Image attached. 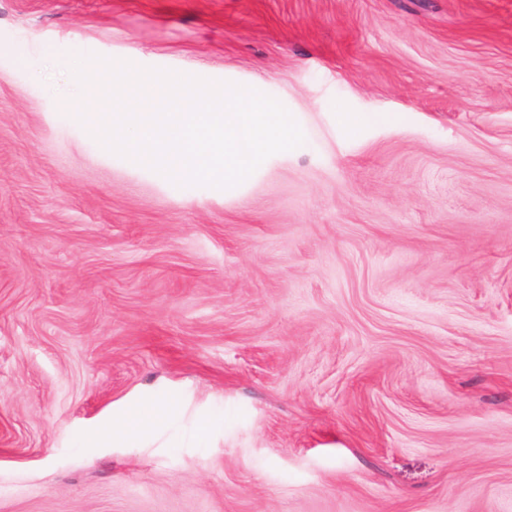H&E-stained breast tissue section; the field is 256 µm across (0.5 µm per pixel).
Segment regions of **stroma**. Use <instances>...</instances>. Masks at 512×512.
Listing matches in <instances>:
<instances>
[{"instance_id":"35a3bbf8","label":"stroma","mask_w":512,"mask_h":512,"mask_svg":"<svg viewBox=\"0 0 512 512\" xmlns=\"http://www.w3.org/2000/svg\"><path fill=\"white\" fill-rule=\"evenodd\" d=\"M83 48L305 142L176 186L60 120ZM0 512H512V0H0ZM174 415L172 401H150L122 412L112 421H103L83 432L86 441L100 448L114 443H132L148 436Z\"/></svg>"}]
</instances>
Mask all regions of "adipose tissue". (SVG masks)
<instances>
[{"label": "adipose tissue", "mask_w": 512, "mask_h": 512, "mask_svg": "<svg viewBox=\"0 0 512 512\" xmlns=\"http://www.w3.org/2000/svg\"><path fill=\"white\" fill-rule=\"evenodd\" d=\"M173 415L172 402L150 401L88 428L83 437L89 444L100 448H109L117 443H132L151 434Z\"/></svg>", "instance_id": "1"}]
</instances>
